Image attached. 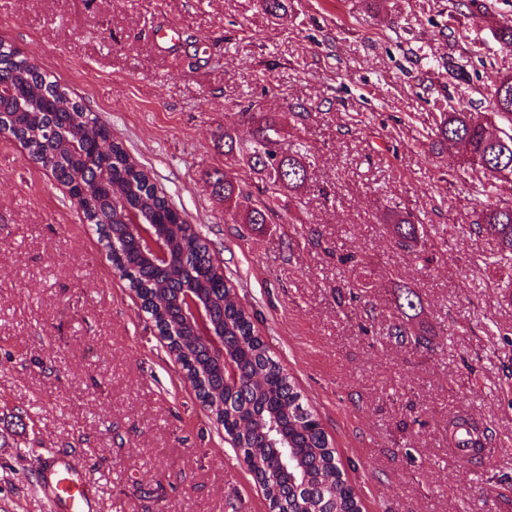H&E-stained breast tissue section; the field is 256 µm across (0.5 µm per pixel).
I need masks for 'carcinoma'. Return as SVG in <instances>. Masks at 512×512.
Listing matches in <instances>:
<instances>
[{
  "label": "carcinoma",
  "instance_id": "carcinoma-1",
  "mask_svg": "<svg viewBox=\"0 0 512 512\" xmlns=\"http://www.w3.org/2000/svg\"><path fill=\"white\" fill-rule=\"evenodd\" d=\"M0 136L28 150L36 163L80 196L79 208L107 251L112 267L141 300V309L168 341L170 353L202 405L224 427L236 452L261 485L270 512H363L319 414L307 404L287 371L271 356L262 332L236 288L214 262L208 244L182 212L159 192L149 174L137 168L109 128L85 110L59 82L16 49L0 44ZM250 125L249 144L240 142L237 122ZM490 122L465 108L448 113L435 137L459 147L464 169L492 181L512 175V135L500 137ZM283 116L250 104L224 122L225 167L208 175L224 216L261 233L269 224H291V205L304 203L309 155L282 146ZM506 143L495 145L499 139ZM256 179L258 192L249 190ZM133 208L158 226L169 258L148 260L142 236L126 220ZM398 246L412 249L424 225L398 212L389 214ZM480 241H495L503 259L512 258V206L486 205L468 225ZM202 299L224 349L236 358L239 380H224V359L200 341L186 320L188 293ZM394 335H407L402 319L421 304L409 288L397 297Z\"/></svg>",
  "mask_w": 512,
  "mask_h": 512
}]
</instances>
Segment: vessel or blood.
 <instances>
[{"mask_svg":"<svg viewBox=\"0 0 512 512\" xmlns=\"http://www.w3.org/2000/svg\"><path fill=\"white\" fill-rule=\"evenodd\" d=\"M40 486L52 512H90L89 479L77 460L62 456L39 457L35 461Z\"/></svg>","mask_w":512,"mask_h":512,"instance_id":"vessel-or-blood-1","label":"vessel or blood"}]
</instances>
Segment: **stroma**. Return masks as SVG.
<instances>
[{"label": "stroma", "instance_id": "obj_1", "mask_svg": "<svg viewBox=\"0 0 512 512\" xmlns=\"http://www.w3.org/2000/svg\"><path fill=\"white\" fill-rule=\"evenodd\" d=\"M508 20L512 0H288L279 18L261 0H0V42L198 225L366 512H512V261L468 233L512 205V180L485 187L431 134L459 104L492 112ZM165 24L179 38L161 51ZM251 102L304 104L283 143L312 156L293 223L259 235L225 223L208 178L226 115ZM392 206L425 224L415 252L388 233ZM402 286L423 303L406 343ZM459 417L492 455L449 456ZM70 452L97 512H268L82 211L0 137V512H51L33 460Z\"/></svg>", "mask_w": 512, "mask_h": 512}]
</instances>
